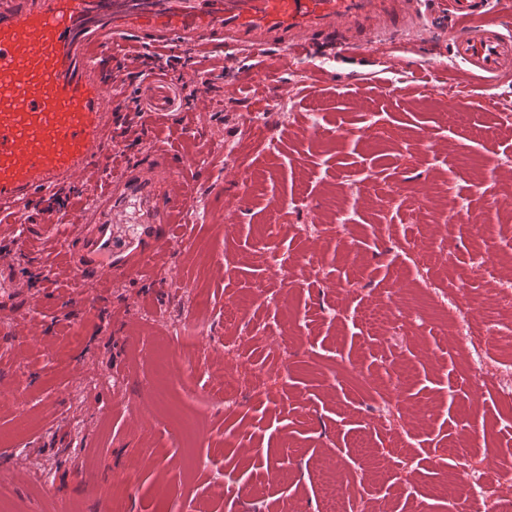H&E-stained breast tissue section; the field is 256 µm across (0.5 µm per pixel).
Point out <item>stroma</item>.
Masks as SVG:
<instances>
[{"label":"stroma","mask_w":512,"mask_h":512,"mask_svg":"<svg viewBox=\"0 0 512 512\" xmlns=\"http://www.w3.org/2000/svg\"><path fill=\"white\" fill-rule=\"evenodd\" d=\"M452 24L433 11L377 51L293 60L281 118L259 138L239 119L244 109H258L271 62L247 50L227 51L222 62L192 53L194 65L223 88L196 116V129L229 152L186 172L191 202L205 219L186 232L191 248L175 241L163 256L178 288L131 276L82 291L62 274L57 237L34 227L40 258L17 254L15 271L35 274L36 282L18 294L0 289V470L28 467L42 482L23 476L0 483L10 512H97L111 504L122 512H196L220 475L224 500L215 512H325L316 468L330 460L349 491L372 490L396 512H452L443 484L457 473V452L487 472L512 460L494 453L512 444V408L499 385H472L469 347L429 306L401 249L407 240L428 245L432 278L444 287L466 282L473 296L486 298L472 311L473 324L494 314L502 269H471L468 223L493 225L490 251L512 246V212L489 205L491 197L512 194V77L482 84L455 65ZM410 64L446 68L448 79L421 97L388 93ZM239 83L245 90L237 94ZM452 87L481 89L495 106L454 119ZM314 111L322 115L317 142L304 135ZM424 130L434 138L430 154L416 146ZM262 138L272 149L259 147ZM472 161L494 169L478 192L467 170ZM246 166L260 186L233 214L224 179ZM402 179L421 194L442 190L447 211L412 219L405 208L382 205ZM275 200L290 205L280 245L294 256L316 251L323 265L317 277L301 276L278 306L252 307L226 324L225 301L279 286L253 255L256 230ZM461 204L469 217L457 215ZM229 222L234 232H226ZM294 224L324 231L302 241L291 235ZM198 288L208 295L213 331L187 359L173 330L194 310ZM386 304L410 319L424 310L427 319L408 335L389 336L368 318ZM267 323L290 335L287 378L267 372L271 346L254 335ZM161 361L171 368L163 407L143 386ZM188 364L198 370L191 392L177 375ZM402 366L414 373L400 392L397 442L381 421L390 375ZM239 367L264 374L266 386L228 409L222 381ZM94 376L106 385L84 395L83 383ZM134 408L154 419L152 430L133 424ZM470 424L485 430V443L467 445ZM230 433L237 440L228 446Z\"/></svg>","instance_id":"1"}]
</instances>
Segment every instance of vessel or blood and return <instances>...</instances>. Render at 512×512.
<instances>
[{
	"label": "vessel or blood",
	"instance_id": "obj_1",
	"mask_svg": "<svg viewBox=\"0 0 512 512\" xmlns=\"http://www.w3.org/2000/svg\"><path fill=\"white\" fill-rule=\"evenodd\" d=\"M434 0H0V222L10 256L31 249L28 228L64 224L72 279L91 285L128 274L151 277L189 211L183 170L173 164L171 136L194 141L189 113L164 111L147 79L143 89L160 110L150 160L112 169V150L125 101L116 89L117 44L137 53L175 55L241 47L257 54L312 55L331 45L349 52L371 43L369 28L399 35ZM490 0H450L454 55L486 82L512 73V37L501 27L512 0L487 19ZM195 94L209 108L219 93L190 68L175 95ZM97 196L83 221L77 205L88 182Z\"/></svg>",
	"mask_w": 512,
	"mask_h": 512
}]
</instances>
